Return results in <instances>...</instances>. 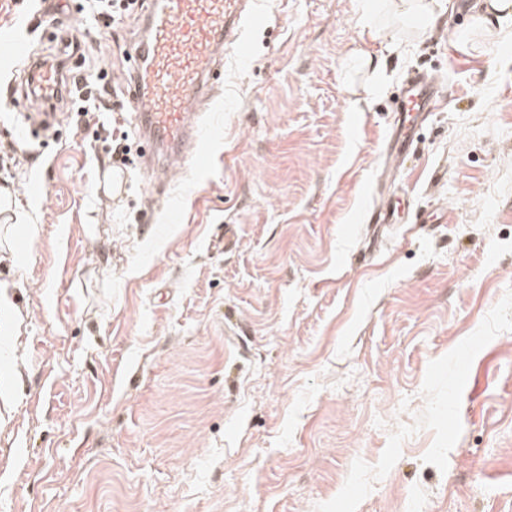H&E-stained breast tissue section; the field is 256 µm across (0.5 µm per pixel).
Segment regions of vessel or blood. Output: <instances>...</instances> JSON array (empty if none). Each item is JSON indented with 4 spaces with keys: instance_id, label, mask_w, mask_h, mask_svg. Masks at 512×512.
Listing matches in <instances>:
<instances>
[{
    "instance_id": "vessel-or-blood-1",
    "label": "vessel or blood",
    "mask_w": 512,
    "mask_h": 512,
    "mask_svg": "<svg viewBox=\"0 0 512 512\" xmlns=\"http://www.w3.org/2000/svg\"><path fill=\"white\" fill-rule=\"evenodd\" d=\"M250 0H151L142 16V34L131 47L124 76L136 111L137 154L145 180L166 185L173 162L198 160L205 153L196 105L210 100L223 79L222 48L238 41V23ZM37 99L60 93L57 68L33 69ZM443 88L417 72L401 84L385 153L403 160L417 126L434 111Z\"/></svg>"
}]
</instances>
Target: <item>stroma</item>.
I'll return each instance as SVG.
<instances>
[{"label": "stroma", "mask_w": 512, "mask_h": 512, "mask_svg": "<svg viewBox=\"0 0 512 512\" xmlns=\"http://www.w3.org/2000/svg\"><path fill=\"white\" fill-rule=\"evenodd\" d=\"M360 2L255 0L207 154L115 197L97 130L132 104L44 131L25 78L119 77L140 16L0 0L28 46L0 53V188L39 228L0 247V512H512V27L440 0L372 32ZM413 71L447 97L389 171ZM423 0H400L395 5L397 13L418 16L424 28H434L438 25L441 14L435 13L434 9H428L423 5ZM365 219L367 223L375 224H397L399 223L398 206L393 204L392 199L387 202L375 205L366 213Z\"/></svg>", "instance_id": "obj_1"}]
</instances>
